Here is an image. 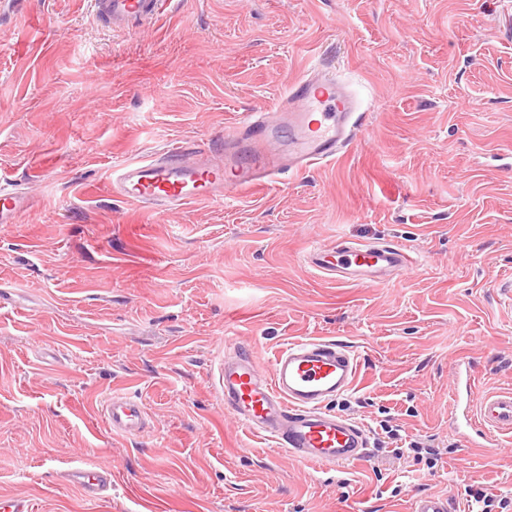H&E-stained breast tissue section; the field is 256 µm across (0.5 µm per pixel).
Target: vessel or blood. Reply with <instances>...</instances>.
<instances>
[{
    "mask_svg": "<svg viewBox=\"0 0 512 512\" xmlns=\"http://www.w3.org/2000/svg\"><path fill=\"white\" fill-rule=\"evenodd\" d=\"M171 0H91L109 25H148ZM363 116L354 94L335 75L314 69L290 82L275 104L247 113L225 128L216 142H183L113 167L109 185L143 212L159 215L196 202L297 176L334 163L360 140ZM30 204L27 194L0 182V226L16 223ZM413 256L394 244L340 243L308 254L322 276L378 282L408 269ZM360 367L349 345L323 338L288 342L270 368L248 348L235 350L220 366L224 407L252 434L272 441L289 457L330 468L367 461L370 433L361 423L330 411L329 405L355 385ZM454 409L448 433L466 448L495 447L512 433V388L479 393L471 364L462 358L452 372ZM111 434L134 437L146 427L136 397L115 392L102 407ZM85 497L98 498L112 486V472L97 464L69 470Z\"/></svg>",
    "mask_w": 512,
    "mask_h": 512,
    "instance_id": "1",
    "label": "vessel or blood"
}]
</instances>
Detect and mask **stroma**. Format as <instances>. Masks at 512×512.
I'll return each mask as SVG.
<instances>
[{"mask_svg":"<svg viewBox=\"0 0 512 512\" xmlns=\"http://www.w3.org/2000/svg\"><path fill=\"white\" fill-rule=\"evenodd\" d=\"M175 2L140 30L89 0L0 11V176L31 201L0 229V494L35 512H408L423 494L471 512L474 481L512 498V438L448 434L459 358L480 391L512 387V0ZM315 64L366 114L336 163L160 218L108 193L113 161L212 140ZM342 241L416 263L371 285L309 267ZM308 336L359 356L330 408L369 430L363 465L300 464L224 408L226 349L266 367ZM115 391L143 434L107 429ZM427 439L435 469L395 459ZM87 459L112 470L94 500L66 479ZM106 426L111 434L135 437L146 427V411L140 400L113 392L102 407Z\"/></svg>","mask_w":512,"mask_h":512,"instance_id":"obj_1","label":"stroma"}]
</instances>
